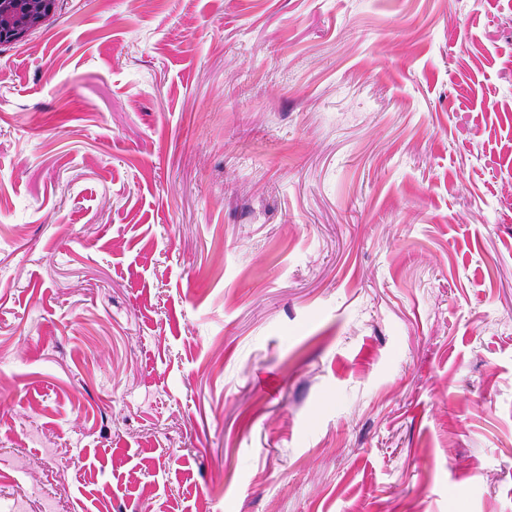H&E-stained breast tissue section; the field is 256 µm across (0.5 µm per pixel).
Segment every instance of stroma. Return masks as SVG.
Listing matches in <instances>:
<instances>
[{"mask_svg":"<svg viewBox=\"0 0 512 512\" xmlns=\"http://www.w3.org/2000/svg\"><path fill=\"white\" fill-rule=\"evenodd\" d=\"M512 512V0H59L0 45V512Z\"/></svg>","mask_w":512,"mask_h":512,"instance_id":"stroma-1","label":"stroma"}]
</instances>
